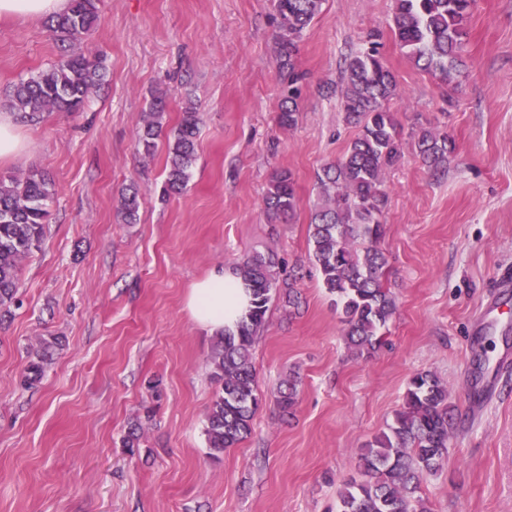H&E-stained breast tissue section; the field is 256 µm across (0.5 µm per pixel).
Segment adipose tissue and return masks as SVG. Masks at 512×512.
<instances>
[{
	"instance_id": "ef3b65f1",
	"label": "adipose tissue",
	"mask_w": 512,
	"mask_h": 512,
	"mask_svg": "<svg viewBox=\"0 0 512 512\" xmlns=\"http://www.w3.org/2000/svg\"><path fill=\"white\" fill-rule=\"evenodd\" d=\"M249 305L242 280L230 269H218L195 282L186 298L193 322L212 333L234 326Z\"/></svg>"
}]
</instances>
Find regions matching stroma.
<instances>
[{
  "mask_svg": "<svg viewBox=\"0 0 512 512\" xmlns=\"http://www.w3.org/2000/svg\"><path fill=\"white\" fill-rule=\"evenodd\" d=\"M393 4L323 0L296 57L307 78L288 129L277 121L287 79L273 0H100L99 24L77 49L104 58L107 83L85 111L20 123L24 150L0 160L2 176L39 171L54 185L20 303L0 311V512H336L361 448L425 371L447 384L456 428L421 496L431 512H512V0H477L468 71L451 90L400 49ZM371 30L400 90L390 109L403 156L386 175L379 242L398 313L387 346L359 357L313 266L308 225L318 172L357 134L342 88ZM59 58L43 19L0 18V112L19 79ZM158 94L165 128L187 102L202 115L187 188L167 199L165 144L148 156L136 142ZM427 123L456 145L436 172L411 138ZM281 170L300 200L289 222L263 205ZM132 184L139 219L127 224L120 197ZM267 250L295 277L302 304L270 302L252 350L261 398L252 432L215 461L204 434L215 339L185 300L211 271ZM52 337V363L24 387ZM483 340L493 350L481 369ZM293 375L299 396L287 417L277 387ZM137 422L131 452L122 440Z\"/></svg>",
  "mask_w": 512,
  "mask_h": 512,
  "instance_id": "obj_1",
  "label": "stroma"
}]
</instances>
